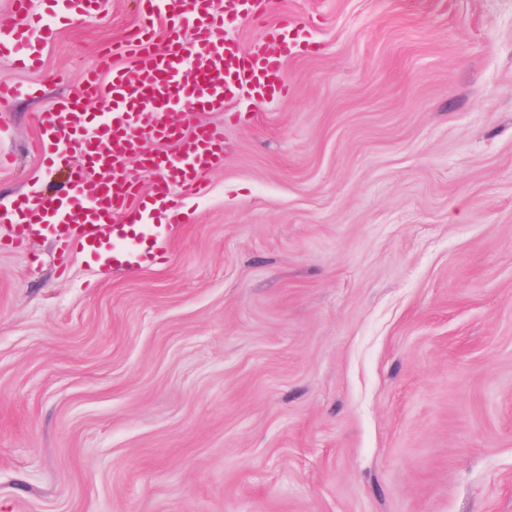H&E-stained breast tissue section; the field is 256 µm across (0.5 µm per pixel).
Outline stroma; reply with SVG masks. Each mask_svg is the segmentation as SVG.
<instances>
[{"mask_svg":"<svg viewBox=\"0 0 512 512\" xmlns=\"http://www.w3.org/2000/svg\"><path fill=\"white\" fill-rule=\"evenodd\" d=\"M0 0V215L70 169L38 115L96 47ZM288 91L186 127L223 161L168 259L0 248V512H512V0H269ZM39 55L30 69L20 57Z\"/></svg>","mask_w":512,"mask_h":512,"instance_id":"stroma-1","label":"stroma"}]
</instances>
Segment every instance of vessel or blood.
<instances>
[{
    "label": "vessel or blood",
    "mask_w": 512,
    "mask_h": 512,
    "mask_svg": "<svg viewBox=\"0 0 512 512\" xmlns=\"http://www.w3.org/2000/svg\"><path fill=\"white\" fill-rule=\"evenodd\" d=\"M137 2L148 22L166 21V44L155 42L148 23L138 27L124 46L135 61L134 76L113 68V50L103 48L96 69L86 72L79 89L40 113V125L51 135L38 144L46 161L78 154L84 164L71 170L61 191L18 201L19 222L11 230L10 244L49 233L65 248L80 250L107 268L149 266L156 258L155 246L186 220L173 189L186 196L204 192L206 172L222 158L223 127L185 130L182 112L172 111V101L181 100L185 110L220 112L244 88L258 103L285 93L279 57L287 42L279 30H270L263 47L251 54L216 37L226 22L261 16L266 0ZM187 59L196 63L190 87L178 77ZM100 100L108 104V119H96L90 111ZM131 121L138 124V135L128 133ZM144 139L178 144L176 154L142 156L153 178L146 196L126 172L127 160L141 155Z\"/></svg>",
    "instance_id": "obj_1"
}]
</instances>
